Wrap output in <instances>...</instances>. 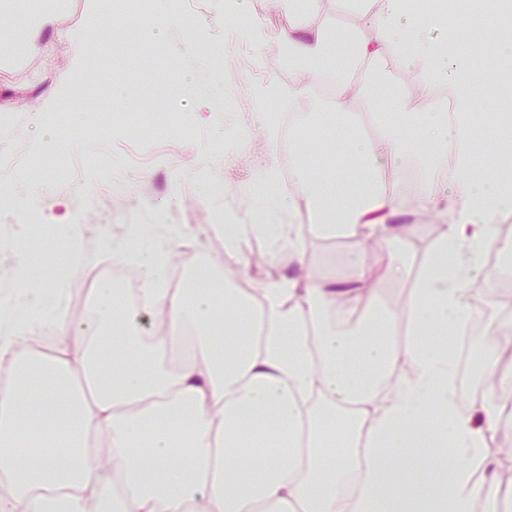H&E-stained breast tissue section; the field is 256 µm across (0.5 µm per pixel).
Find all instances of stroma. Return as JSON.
Wrapping results in <instances>:
<instances>
[{
	"instance_id": "stroma-1",
	"label": "stroma",
	"mask_w": 512,
	"mask_h": 512,
	"mask_svg": "<svg viewBox=\"0 0 512 512\" xmlns=\"http://www.w3.org/2000/svg\"><path fill=\"white\" fill-rule=\"evenodd\" d=\"M86 0H32L25 19L16 0H0V118L13 126L9 137L23 148L25 164L0 191V214L24 217L40 212L47 224H88L96 208L112 207L100 195L103 184L119 183L125 197L124 224H180L196 243L195 251L175 244L170 260L182 266L197 257L224 263V242L215 214L249 223L256 197L240 194L261 163L278 156L253 121L258 92L287 83L289 74L257 61L258 48H272L288 25L291 0H251L250 12L230 16L225 0H186L171 12L167 40L148 32L139 14L98 0L89 13ZM50 24L34 27L42 13ZM267 32L263 45L251 37L254 20ZM36 49H29V39ZM88 62L74 70L75 50ZM138 89L127 108L113 98L114 84ZM79 89L61 100L58 112L69 126L64 145L69 163L84 168L77 190H60L50 172L47 152L55 135L45 103L67 86ZM205 98L204 111L190 112L188 101ZM144 112H167L171 122L156 139L141 136L137 119ZM187 164L184 176L167 168L170 150ZM345 246H308L305 270L316 282L348 277L338 258Z\"/></svg>"
}]
</instances>
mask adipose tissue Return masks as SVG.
Listing matches in <instances>:
<instances>
[{"mask_svg": "<svg viewBox=\"0 0 512 512\" xmlns=\"http://www.w3.org/2000/svg\"><path fill=\"white\" fill-rule=\"evenodd\" d=\"M335 5L371 35H329L298 16L282 47L310 83H330L315 104L328 128L374 132H352L344 179L300 164L283 187L276 166H258L259 216L225 225L224 251L242 255L252 236L269 235L301 267L305 237L336 233L354 243L349 287L283 274L254 296L213 265L205 287L170 288L181 228L147 235L129 224L112 258L141 270L140 310H165L166 335H141L119 288L89 290L94 320L80 335L62 292L0 297V512H498L501 408L489 393L462 397L460 354L442 338L482 342L486 372L512 389L495 331L473 329L484 298L473 284L494 287L485 257L512 254V233L499 222L507 193L472 142L476 121L511 126L512 115L480 112L487 81L454 35L456 6L421 16L412 0ZM352 57L393 58L404 91L353 94L343 69ZM413 155L426 198L452 201L421 245L414 225L395 223L408 195L387 178ZM302 209L313 224L295 223ZM369 239L385 246L376 269L358 249ZM405 282L401 309L390 308L386 286ZM247 323L259 339L243 336ZM49 325L48 349L24 350Z\"/></svg>", "mask_w": 512, "mask_h": 512, "instance_id": "ef3b65f1", "label": "adipose tissue"}]
</instances>
